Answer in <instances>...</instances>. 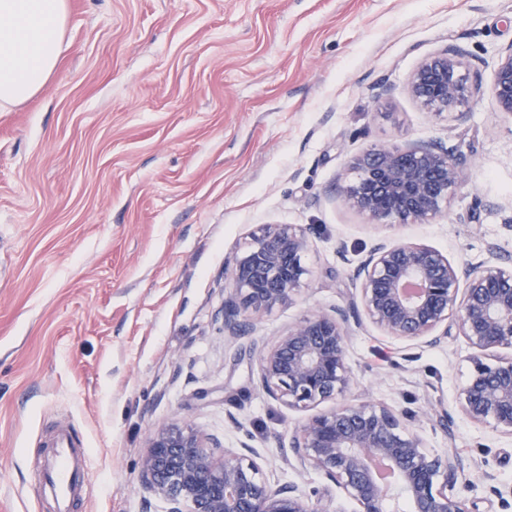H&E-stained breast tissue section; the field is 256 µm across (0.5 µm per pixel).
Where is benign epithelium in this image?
I'll list each match as a JSON object with an SVG mask.
<instances>
[{
    "mask_svg": "<svg viewBox=\"0 0 512 512\" xmlns=\"http://www.w3.org/2000/svg\"><path fill=\"white\" fill-rule=\"evenodd\" d=\"M490 91L500 114L512 117V45L498 56L493 81L458 50L445 49L413 72L408 92L420 106L461 120ZM465 162L434 142L376 145L354 156L340 203L370 225L426 224L449 211L469 182ZM311 228L263 224L233 260L224 330L238 317L289 302L308 281ZM365 319L388 337L437 344L456 330L471 350L458 386L459 407L472 422L512 436V267L459 266L440 251L401 240L376 245L353 270ZM352 329L341 308L309 312L269 347L257 351L258 382L271 398L296 410L332 401L291 432L288 447L305 466L336 486L355 512H484L457 490L460 463L446 451L429 454L404 422L407 415L370 400H349ZM221 446L188 424L174 422L145 439L141 483L166 499L169 512H327L319 492L272 485L245 451Z\"/></svg>",
    "mask_w": 512,
    "mask_h": 512,
    "instance_id": "obj_1",
    "label": "benign epithelium"
}]
</instances>
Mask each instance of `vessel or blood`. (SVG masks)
Wrapping results in <instances>:
<instances>
[{
	"label": "vessel or blood",
	"instance_id": "1",
	"mask_svg": "<svg viewBox=\"0 0 512 512\" xmlns=\"http://www.w3.org/2000/svg\"><path fill=\"white\" fill-rule=\"evenodd\" d=\"M49 446L50 459L34 462L32 471L40 488L51 492L55 512H71L86 487L89 456L83 442L67 429L57 431Z\"/></svg>",
	"mask_w": 512,
	"mask_h": 512
}]
</instances>
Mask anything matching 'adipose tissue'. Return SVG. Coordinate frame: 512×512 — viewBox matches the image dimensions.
I'll return each mask as SVG.
<instances>
[{"label":"adipose tissue","instance_id":"ef3b65f1","mask_svg":"<svg viewBox=\"0 0 512 512\" xmlns=\"http://www.w3.org/2000/svg\"><path fill=\"white\" fill-rule=\"evenodd\" d=\"M68 0H0V111L36 95L55 73Z\"/></svg>","mask_w":512,"mask_h":512}]
</instances>
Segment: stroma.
<instances>
[{
  "label": "stroma",
  "instance_id": "stroma-1",
  "mask_svg": "<svg viewBox=\"0 0 512 512\" xmlns=\"http://www.w3.org/2000/svg\"><path fill=\"white\" fill-rule=\"evenodd\" d=\"M68 6L55 74L0 112V512H53L29 467L60 426L86 438L92 464L74 512H167L139 470L145 437L176 421L248 442L270 483L329 490L289 449L304 415L263 393L256 352L318 306L356 319L352 270L375 244L512 263V119L485 94L459 124L407 91L449 46L491 83L512 0ZM416 141L472 167L449 214L377 227L342 206L351 157ZM261 224L312 227L311 279L231 337L227 263ZM468 354L459 336L410 348L363 324L351 395L447 412V426L410 427L427 453L456 454L459 493L483 501L512 488V436L460 412Z\"/></svg>",
  "mask_w": 512,
  "mask_h": 512
}]
</instances>
